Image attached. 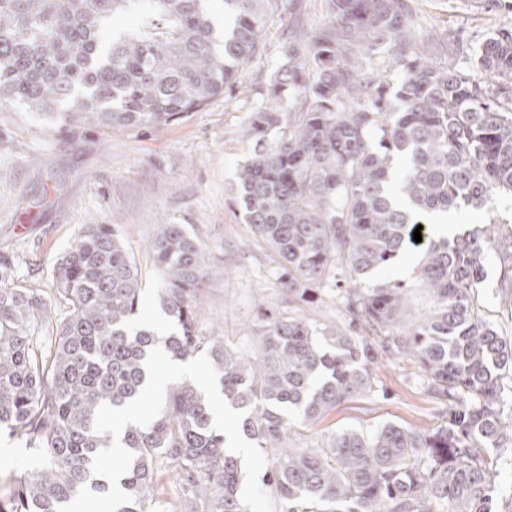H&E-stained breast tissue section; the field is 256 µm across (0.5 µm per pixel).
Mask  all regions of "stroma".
<instances>
[{
  "mask_svg": "<svg viewBox=\"0 0 512 512\" xmlns=\"http://www.w3.org/2000/svg\"><path fill=\"white\" fill-rule=\"evenodd\" d=\"M421 41L448 42L442 65L487 83L474 57L487 38L512 28V12L492 0H416ZM323 0H301L266 29L262 48L234 85L187 119L141 133L104 129L92 123L62 130L18 104H0V261L14 268V282L42 291L52 319L66 311L57 299L54 266L83 225H113L147 278L140 322L165 328L156 301L157 277L151 246L160 224H182L204 243L207 275L196 328L250 349L262 314L302 317L316 326L338 322L344 309L334 290L313 302L293 300L276 280L275 253L252 234L240 217L233 191L239 165L252 156L244 136L251 108L261 100L279 60L287 33L322 22ZM422 255L414 251L361 281L362 287L401 280L415 311L431 299L414 280ZM485 314L512 340V288L501 282V266L491 261L478 292ZM385 397L356 399L317 420L302 442L315 448L336 432H367L386 423L432 428L441 405L426 392L420 365L410 357L377 367ZM11 448L0 460V500L12 497L18 480L36 471L39 459L19 440L0 435Z\"/></svg>",
  "mask_w": 512,
  "mask_h": 512,
  "instance_id": "stroma-1",
  "label": "stroma"
}]
</instances>
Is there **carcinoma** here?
Listing matches in <instances>:
<instances>
[{"instance_id": "cac0c4a2", "label": "carcinoma", "mask_w": 512, "mask_h": 512, "mask_svg": "<svg viewBox=\"0 0 512 512\" xmlns=\"http://www.w3.org/2000/svg\"><path fill=\"white\" fill-rule=\"evenodd\" d=\"M0 0V101L24 103L62 125L152 130L200 110L259 53L294 0ZM327 21L288 37L267 95L251 109L253 157L236 175L244 223L280 258L278 281L304 302L344 282L345 314L320 334L305 320L267 318L242 355L196 331L206 252L183 224H161L152 264L161 279L163 333L133 322L145 283L110 224H86L54 267L68 307L55 334L38 290L0 286V429L40 453L0 512H56L89 485L93 456L112 435L93 430L102 403L121 407L147 379L155 345L178 360L202 353L244 437L272 459L266 485L280 512H492L499 459L512 433V342L476 300L493 256L512 282V224L491 217L451 238L413 232L431 217L486 208L512 194V29L482 46L483 86L434 64L440 40L417 45L411 0H324ZM134 16L111 36L108 21ZM301 102L283 129L279 101ZM423 254L419 287L430 312L413 317L401 281L359 288L407 249ZM344 279H339V276ZM413 357L423 385L447 406L439 426L345 429L301 447L302 430L336 407L378 394L374 366ZM212 429L189 380L167 393L149 425L122 437L135 454L122 477L134 501L118 512H171L154 474L178 468L184 512H247L241 460Z\"/></svg>"}]
</instances>
